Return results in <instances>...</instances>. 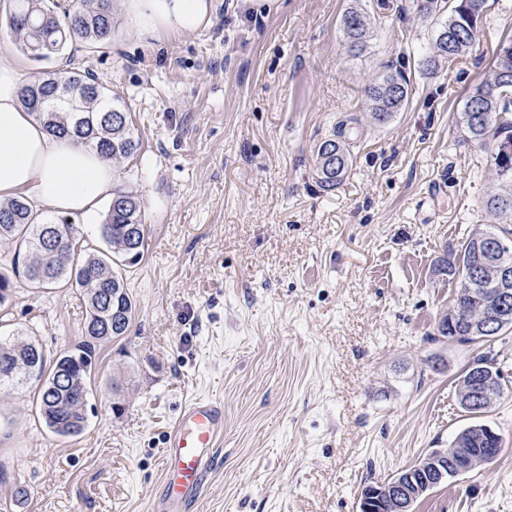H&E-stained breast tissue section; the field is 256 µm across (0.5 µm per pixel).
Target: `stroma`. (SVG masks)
I'll return each mask as SVG.
<instances>
[{"instance_id":"obj_1","label":"stroma","mask_w":512,"mask_h":512,"mask_svg":"<svg viewBox=\"0 0 512 512\" xmlns=\"http://www.w3.org/2000/svg\"><path fill=\"white\" fill-rule=\"evenodd\" d=\"M210 3L194 31H142L119 10L104 48L26 63V80L75 68L122 95L141 148L117 163L118 184L148 230L122 269L135 320L95 347L83 432L47 431L35 380L0 395V512H150L165 437L200 397L223 404L224 438L192 512H359L364 485L450 447L476 357L512 386L511 330L484 345L438 331L456 292L440 267L505 224L484 208L491 151L457 117L512 37V0H487L470 54L433 74V23L410 0ZM351 8L369 22L357 55L341 27ZM386 64L410 99L380 127L362 89ZM342 122L350 169L326 191L314 151ZM0 269L14 283L0 337L36 340L50 360L81 341L78 289ZM483 420L499 456L414 512H512V394Z\"/></svg>"}]
</instances>
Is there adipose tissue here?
<instances>
[{
    "label": "adipose tissue",
    "instance_id": "1",
    "mask_svg": "<svg viewBox=\"0 0 512 512\" xmlns=\"http://www.w3.org/2000/svg\"><path fill=\"white\" fill-rule=\"evenodd\" d=\"M134 24L153 31L198 29L209 0H121ZM24 65L0 55V203L21 199L33 209L91 217L116 186L110 161L49 132L23 109Z\"/></svg>",
    "mask_w": 512,
    "mask_h": 512
}]
</instances>
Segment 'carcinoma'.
<instances>
[{"mask_svg":"<svg viewBox=\"0 0 512 512\" xmlns=\"http://www.w3.org/2000/svg\"><path fill=\"white\" fill-rule=\"evenodd\" d=\"M486 0H412V7L425 17L436 18L434 53L425 60L433 72L443 62L459 61L472 50L484 18ZM114 7L112 0H76L67 9L56 0H14L7 25L16 36L17 47L34 61L44 60L62 51L73 41L92 48L112 39ZM341 25L352 50L365 48L367 16L358 9L346 11ZM372 119L388 124L409 101V84L399 72L383 70L363 90ZM22 106L52 132L69 134L78 143L102 157L118 162L135 156L140 147L128 122L124 99L90 73L58 71L23 85L19 92ZM458 123L464 140L493 146L496 167L504 169L498 190L485 202L488 212L512 218V155L501 157L502 149H512V39L502 41L494 58L492 78L479 85L466 99ZM316 179L321 188L332 190L345 179L349 169L346 124L338 126L334 137L319 143L316 149ZM142 202L132 194L112 192V204L105 224L103 240L109 252H90L77 260L75 231L70 224L49 222L25 201L13 200L0 205V241L25 249L29 262L24 277L40 287L61 279L72 283L87 299L88 316L81 341L56 355L50 371H45L42 348L32 342L0 341V363H9L10 371L0 370V389L24 383L34 376L41 381L40 415L50 432L61 437L79 435L85 426L84 402L86 378L92 365L94 344L125 335L136 305L122 274L115 271V260L134 265L145 247ZM490 239L512 254V237L502 229L479 232L464 243L456 261L440 273L457 276L454 308L438 327L439 333L461 343L494 341L512 328V301L499 309L487 302V290L499 287L496 269L501 253L480 245ZM496 323V331L486 333L484 323ZM497 379L494 400L505 394L506 382L487 356H479L465 369L457 390L461 408L476 422L461 430L453 447L434 448L419 461L404 469V484L422 479L426 465L448 455L446 479L468 473L454 464L453 449L464 448L471 455H482L487 448L501 447V437L485 432L477 418L492 403L469 402V386L478 377Z\"/></svg>","mask_w":512,"mask_h":512,"instance_id":"obj_1","label":"carcinoma"}]
</instances>
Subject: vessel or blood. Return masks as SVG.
<instances>
[{"label": "vessel or blood", "instance_id": "b4317fda", "mask_svg": "<svg viewBox=\"0 0 512 512\" xmlns=\"http://www.w3.org/2000/svg\"><path fill=\"white\" fill-rule=\"evenodd\" d=\"M223 433L222 404L197 398L184 405L162 450L163 495L153 512H189L199 502Z\"/></svg>", "mask_w": 512, "mask_h": 512}]
</instances>
